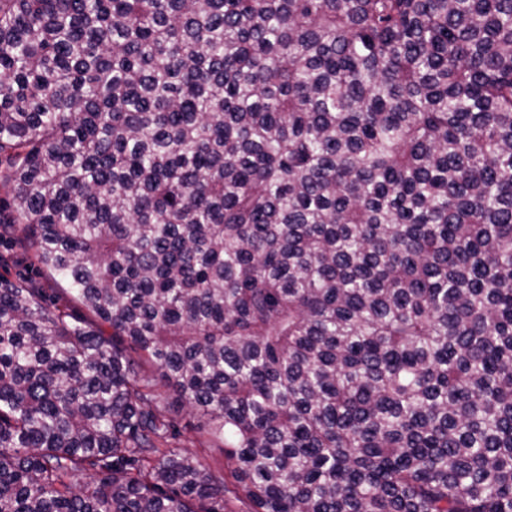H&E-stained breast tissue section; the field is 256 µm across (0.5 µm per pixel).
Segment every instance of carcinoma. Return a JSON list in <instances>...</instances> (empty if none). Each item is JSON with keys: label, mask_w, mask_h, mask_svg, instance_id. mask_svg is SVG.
Masks as SVG:
<instances>
[{"label": "carcinoma", "mask_w": 512, "mask_h": 512, "mask_svg": "<svg viewBox=\"0 0 512 512\" xmlns=\"http://www.w3.org/2000/svg\"><path fill=\"white\" fill-rule=\"evenodd\" d=\"M14 224L0 512H512V0H0ZM27 263L28 262H24L22 264H1L0 275L14 280L16 279V275L20 273L29 277L33 282L37 284L38 288H44V291L48 297L53 299L59 298L61 300H67L69 298L58 284H56L48 276H45L43 273L39 274L36 273L35 270L33 271V267L27 266ZM176 417L179 422L182 436L177 441L181 447L193 453L205 467H219L224 465V455L221 448L216 447L200 437L196 427L199 419L188 407L177 406Z\"/></svg>", "instance_id": "cac0c4a2"}]
</instances>
